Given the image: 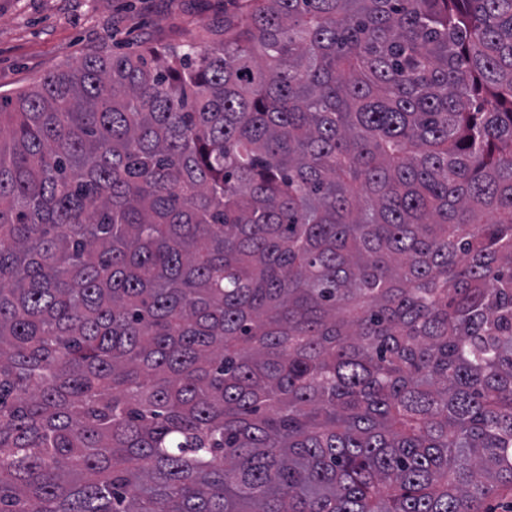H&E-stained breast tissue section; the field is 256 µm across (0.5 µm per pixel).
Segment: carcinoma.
<instances>
[{
    "label": "carcinoma",
    "mask_w": 512,
    "mask_h": 512,
    "mask_svg": "<svg viewBox=\"0 0 512 512\" xmlns=\"http://www.w3.org/2000/svg\"><path fill=\"white\" fill-rule=\"evenodd\" d=\"M507 488L512 0H244L0 94V512Z\"/></svg>",
    "instance_id": "carcinoma-1"
}]
</instances>
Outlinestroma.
<instances>
[{
  "label": "stroma",
  "instance_id": "35a3bbf8",
  "mask_svg": "<svg viewBox=\"0 0 512 512\" xmlns=\"http://www.w3.org/2000/svg\"><path fill=\"white\" fill-rule=\"evenodd\" d=\"M226 0H0V91L28 88L95 52L209 46Z\"/></svg>",
  "mask_w": 512,
  "mask_h": 512
}]
</instances>
